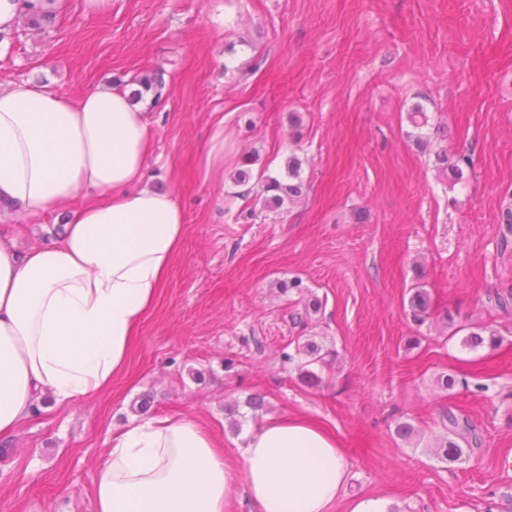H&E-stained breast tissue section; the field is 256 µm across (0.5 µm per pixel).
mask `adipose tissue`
Here are the masks:
<instances>
[{
    "instance_id": "obj_1",
    "label": "adipose tissue",
    "mask_w": 512,
    "mask_h": 512,
    "mask_svg": "<svg viewBox=\"0 0 512 512\" xmlns=\"http://www.w3.org/2000/svg\"><path fill=\"white\" fill-rule=\"evenodd\" d=\"M66 0H0V32ZM151 127L129 90L72 101L49 85L0 86V203L61 212L50 244L0 239V439L40 397L111 392L185 237L173 191L150 185ZM335 435L302 413L252 427L228 457L190 415L131 421L98 459L93 512H330L347 480Z\"/></svg>"
}]
</instances>
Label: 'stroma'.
<instances>
[{
  "instance_id": "obj_1",
  "label": "stroma",
  "mask_w": 512,
  "mask_h": 512,
  "mask_svg": "<svg viewBox=\"0 0 512 512\" xmlns=\"http://www.w3.org/2000/svg\"><path fill=\"white\" fill-rule=\"evenodd\" d=\"M70 3L42 31L24 22L0 40V84L75 100L157 73L160 98H143L151 184L177 193L186 236L111 393L37 411L0 439V512H93L99 455L146 393L151 415H192L230 452L266 417L315 418L348 467L331 512L362 496L398 512H512V304L494 302L512 294L498 222L512 198V0H112L91 16ZM417 107L469 158L460 183L411 138ZM219 125L224 167L208 173L197 151ZM243 155L278 178L297 156L306 195L277 211L241 198ZM57 224L4 213L0 235L48 244ZM294 278L303 294L281 293ZM418 282L431 295L422 325L406 306ZM304 296L322 307L301 328ZM448 314L500 346L464 348ZM302 334L330 352L316 387L300 379ZM449 410L481 437L462 463L433 452Z\"/></svg>"
}]
</instances>
